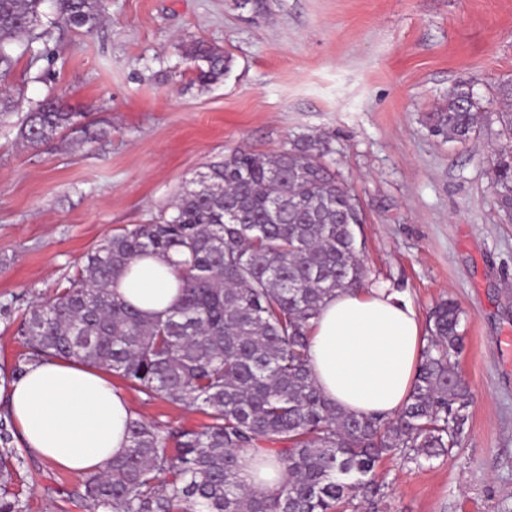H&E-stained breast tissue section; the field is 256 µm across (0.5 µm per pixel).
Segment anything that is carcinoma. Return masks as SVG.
<instances>
[{
  "instance_id": "obj_1",
  "label": "carcinoma",
  "mask_w": 512,
  "mask_h": 512,
  "mask_svg": "<svg viewBox=\"0 0 512 512\" xmlns=\"http://www.w3.org/2000/svg\"><path fill=\"white\" fill-rule=\"evenodd\" d=\"M0 0V75L62 25L94 32L102 0ZM185 57L203 84L231 58L201 41ZM503 131L512 135V81L497 86ZM481 105L467 87L428 114L431 131L471 138ZM84 116L57 98L27 112L19 137L32 148ZM327 143L298 135L276 153L236 150L206 166L155 221L122 228L82 256L67 286L23 315L26 360L75 358L105 368L147 397L196 406L209 423L167 431L137 416L129 444L105 471L67 496L87 512H377L385 485L377 463L398 454L418 463L461 446L471 394L458 372L462 311L452 300L429 315L427 344L408 402L394 417L347 412L328 400L309 368L311 321L338 291L361 287L365 269L353 225L358 202L324 157ZM497 204L512 216V145L495 154ZM227 210L239 223L224 222ZM182 252L179 303L147 314L112 284L136 257ZM11 421L0 417V512H27L12 491L24 464ZM174 450L168 451V443ZM246 448L275 456L286 478L272 494L240 477Z\"/></svg>"
}]
</instances>
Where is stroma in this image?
<instances>
[{"mask_svg": "<svg viewBox=\"0 0 512 512\" xmlns=\"http://www.w3.org/2000/svg\"><path fill=\"white\" fill-rule=\"evenodd\" d=\"M93 33L54 29L49 59L21 57L5 80L15 102L0 128V307L21 316L118 229L158 216L198 172L241 148L273 153L297 134L326 140L359 202L365 285L399 293L428 317L462 309L459 371L473 394L452 458L387 456L379 512H512V220L491 188L496 112L466 142L434 136L427 116L459 84L489 103L512 80V0H103ZM231 59L203 86L190 41ZM88 113L32 148L17 136L47 95ZM125 389L134 412L172 427L207 416ZM16 482L28 512H86L60 490L78 476L24 453Z\"/></svg>", "mask_w": 512, "mask_h": 512, "instance_id": "35a3bbf8", "label": "stroma"}]
</instances>
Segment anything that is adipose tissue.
I'll use <instances>...</instances> for the list:
<instances>
[{
  "instance_id": "obj_1",
  "label": "adipose tissue",
  "mask_w": 512,
  "mask_h": 512,
  "mask_svg": "<svg viewBox=\"0 0 512 512\" xmlns=\"http://www.w3.org/2000/svg\"><path fill=\"white\" fill-rule=\"evenodd\" d=\"M182 254L135 259L114 285L149 313L178 298ZM424 344L415 307L386 288L338 293L311 328L310 368L321 392L347 411L394 416L411 392ZM22 444L51 466L85 477L102 472L128 445L126 395L102 370L64 358L32 360L0 397ZM252 490L276 492L284 472L264 452L241 454Z\"/></svg>"
}]
</instances>
